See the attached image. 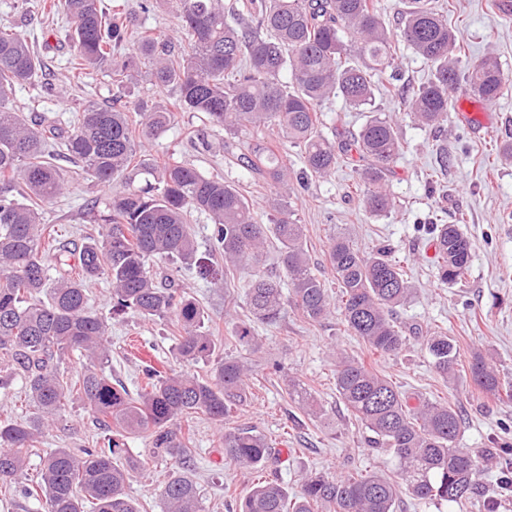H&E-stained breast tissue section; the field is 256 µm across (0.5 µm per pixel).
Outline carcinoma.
<instances>
[{"instance_id":"obj_1","label":"carcinoma","mask_w":512,"mask_h":512,"mask_svg":"<svg viewBox=\"0 0 512 512\" xmlns=\"http://www.w3.org/2000/svg\"><path fill=\"white\" fill-rule=\"evenodd\" d=\"M404 4L399 40L431 70L429 80L407 96L419 123L444 128L453 109L449 93L462 86L486 102L503 94L508 79L498 60L472 61L462 54L445 11L430 0ZM177 8L187 44L181 55H172L151 34L141 36L136 54L126 55L119 49L142 28L137 16L110 0H39L36 15L61 14L68 21L72 75L100 72L112 80L111 104L82 100L75 121L65 126L46 125L11 104L15 89L27 86L36 91L35 112L50 87L43 59L27 37L0 27V390L18 376L36 407L27 419L0 421V495L14 496L32 449L73 397L110 432L106 450L82 448L77 454L57 448L42 457L37 487L27 485L24 493L44 500L45 512H139L126 493L132 473L147 464L128 452L126 439L137 435L150 437L152 453L173 462L160 493L164 512H204L191 474L192 440L182 428L200 413L224 426L225 462L256 472L268 468L271 446L264 435L225 426L231 410L250 396V363L220 355L199 304L174 279L159 282L149 270V260L157 257L208 276L189 232L188 210L211 219L213 245L224 254L225 266L255 269L244 285L250 318L233 324L237 344L257 350L255 325L277 322L288 307L312 322L333 313L327 288L310 266L303 225L279 199L269 203L276 213L272 223L261 224L234 186L202 175L173 153L159 159L142 152L174 112H203L211 127L234 135L274 126L300 148L314 176L330 175L342 156L357 166L371 216H385L394 206L387 178L404 144L396 123L374 103L377 79L386 76L392 85L399 74L396 45L378 0H248L246 16L236 24L230 17L237 9L224 0H177ZM140 64L149 66L156 85L177 88L173 104L131 108L127 82ZM334 97L367 116L357 131H341L330 141L320 132L321 116L323 103ZM132 109L141 116L136 132L128 122ZM56 141L100 184L117 177L126 184L95 215L100 238L77 252L61 242L41 249L48 231L44 206L65 189L63 173L50 161ZM247 163L273 183L288 184V157L271 147L255 145ZM431 233L441 259L437 279L455 284L468 270L472 245L457 224H435ZM271 238L278 243L282 278L260 270ZM392 252L383 245L363 253L340 235L328 247L341 322L383 356L396 355L406 344L394 312L413 292ZM99 278L112 287V317H174L175 358L210 362L209 374L147 364L137 394L114 386L106 370L109 318L88 306L87 284ZM424 345L438 375H455L459 352L448 333L430 331ZM74 352L84 366L76 380L64 368ZM470 375L480 393L512 399V382L501 378L488 356L472 355ZM335 377L339 398L368 432L371 447L391 455L395 475H311L292 497L277 479L260 478L237 501L236 512H397L402 488L425 504L462 505L483 493L481 473L497 457L508 459L511 443L481 455L460 447L462 419L455 410L426 399L410 406L361 360L339 357ZM286 386L300 410L322 417V406L304 382L290 377Z\"/></svg>"}]
</instances>
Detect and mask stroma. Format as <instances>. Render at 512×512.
<instances>
[{
  "label": "stroma",
  "mask_w": 512,
  "mask_h": 512,
  "mask_svg": "<svg viewBox=\"0 0 512 512\" xmlns=\"http://www.w3.org/2000/svg\"><path fill=\"white\" fill-rule=\"evenodd\" d=\"M19 0H0V26L9 25L27 34L42 55L54 92L39 109L46 120L66 124L72 119L75 100L100 102L111 97L109 77L97 73L76 83L67 60L71 48L65 40L66 22L56 18L38 25L30 22ZM448 22L456 30L462 51L479 59L497 57L509 78L504 94L493 102L471 98L456 100L442 131L415 124L402 97L381 90L376 104L397 122L404 151L393 166L389 189L396 206L387 216L374 218L363 204L364 186L354 166L339 163L325 178L311 176L298 149L281 141L269 128L250 138L211 128L200 112H179L166 130L148 147L150 154L176 155L204 175L219 177L234 185L249 201L256 219L269 223L268 201L276 192L274 183L243 163L250 143H275L287 153L291 173L287 201L304 226L306 250L317 275L329 293L338 288L328 263V246L336 233H345L364 252L392 244L404 260L413 286L408 302L399 307L397 321L403 329L430 331L442 328L459 346L456 375L442 379L429 362L420 338L410 337L395 356L370 353L363 342L342 325L339 315L310 322L288 311L256 333L261 347L247 352L229 339L232 328L227 311L246 317L243 286L252 271L247 267L225 269L224 258L213 252L209 217L191 212L189 228L199 254L208 256L215 273L203 279L182 278L184 289L211 319L221 354L248 357L253 366L250 397L230 413L229 426H248L262 432L279 455L276 476L295 494L301 479L319 473L344 471L392 474L394 463L383 451L367 447L365 430L336 394L337 355L365 361L384 375L409 399L419 397L449 404L461 416L462 447L478 452L512 442V400H495L475 390L467 371L473 352L492 355L501 373L512 379V160L500 158L498 137H512V11L503 0H449ZM145 28L180 54L178 12L174 0H165L152 10ZM480 110L485 115L483 132H474L464 113ZM448 151V166L440 168L437 146ZM66 178L63 195L47 204L43 221L57 239L80 249L99 227L90 220L93 203L123 188L122 179L101 186L65 158H57ZM459 223L473 244L465 278L455 285L440 284L436 277L438 254L426 224ZM174 320H142L125 316L111 320L108 340L112 348L110 369L130 390L141 384V363L158 357L176 367ZM309 385L321 403L324 415L304 414L286 394L285 376ZM223 426L200 414L191 423L196 450L193 477L205 512H235V497L246 494L257 474L224 462ZM108 432L100 429L91 412L73 402L62 419L46 432L29 458L28 475H36L41 454L56 448H107ZM172 472L165 458L152 459L135 473L127 486L139 512H162L160 493ZM399 512H512V492L496 493L492 500L475 499L459 506H435L403 497Z\"/></svg>",
  "instance_id": "1"
}]
</instances>
